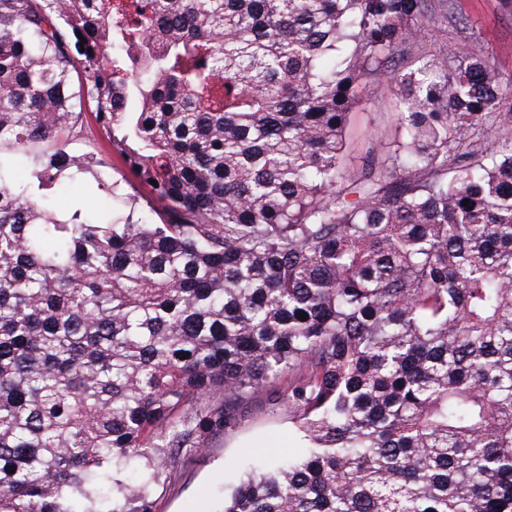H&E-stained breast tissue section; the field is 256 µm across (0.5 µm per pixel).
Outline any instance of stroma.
I'll return each instance as SVG.
<instances>
[{
    "instance_id": "obj_1",
    "label": "stroma",
    "mask_w": 512,
    "mask_h": 512,
    "mask_svg": "<svg viewBox=\"0 0 512 512\" xmlns=\"http://www.w3.org/2000/svg\"><path fill=\"white\" fill-rule=\"evenodd\" d=\"M449 4L455 18L466 17L473 22L501 78L512 77V0H449ZM468 49V39L453 21L407 47L405 55L453 61ZM362 97L347 129L350 155L354 158L362 156L371 142L393 137L397 125L395 104L389 93L370 85ZM66 149L73 154L96 153L116 174L125 171L91 114H83ZM246 411L244 420L210 438L205 451L193 455L181 472L166 482L156 512H222L225 475L231 465L257 450L274 454L297 448L298 442L288 430L287 410H271L265 392H256Z\"/></svg>"
}]
</instances>
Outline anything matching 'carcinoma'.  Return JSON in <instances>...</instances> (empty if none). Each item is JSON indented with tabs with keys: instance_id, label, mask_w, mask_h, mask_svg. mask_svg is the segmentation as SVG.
<instances>
[{
	"instance_id": "1",
	"label": "carcinoma",
	"mask_w": 512,
	"mask_h": 512,
	"mask_svg": "<svg viewBox=\"0 0 512 512\" xmlns=\"http://www.w3.org/2000/svg\"><path fill=\"white\" fill-rule=\"evenodd\" d=\"M448 14L0 0V150L55 145L28 192L0 157V512H156L262 389L302 446L224 512H512V78L466 19L407 67ZM373 83L397 130L352 171ZM87 103L160 223L46 196H119L65 149ZM468 50L469 40L463 37L455 22L450 20L428 37L407 47L405 57L414 60L418 57L428 59L447 56L449 63L465 55Z\"/></svg>"
}]
</instances>
